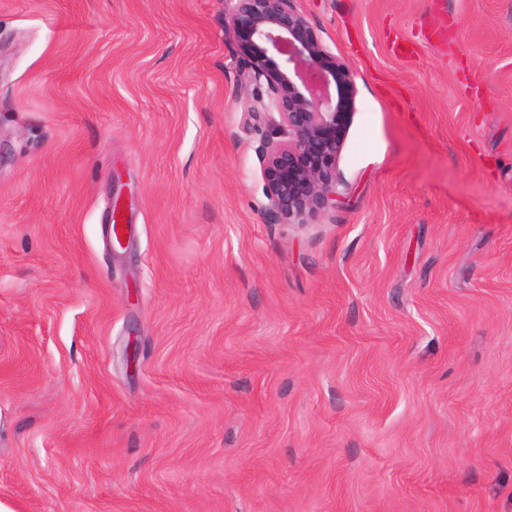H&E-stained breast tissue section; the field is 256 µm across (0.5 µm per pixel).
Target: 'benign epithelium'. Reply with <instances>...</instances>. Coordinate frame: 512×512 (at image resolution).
I'll return each mask as SVG.
<instances>
[{
	"mask_svg": "<svg viewBox=\"0 0 512 512\" xmlns=\"http://www.w3.org/2000/svg\"><path fill=\"white\" fill-rule=\"evenodd\" d=\"M222 4L225 29L247 54L240 89L262 91L241 104L261 132L270 210L280 221L302 224L343 203L336 166L354 107L353 73L319 41L296 0Z\"/></svg>",
	"mask_w": 512,
	"mask_h": 512,
	"instance_id": "obj_1",
	"label": "benign epithelium"
}]
</instances>
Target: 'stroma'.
Returning <instances> with one entry per match:
<instances>
[{
	"label": "stroma",
	"mask_w": 512,
	"mask_h": 512,
	"mask_svg": "<svg viewBox=\"0 0 512 512\" xmlns=\"http://www.w3.org/2000/svg\"><path fill=\"white\" fill-rule=\"evenodd\" d=\"M296 5L356 96L287 224L221 0H0L9 512H512V0Z\"/></svg>",
	"instance_id": "1"
}]
</instances>
